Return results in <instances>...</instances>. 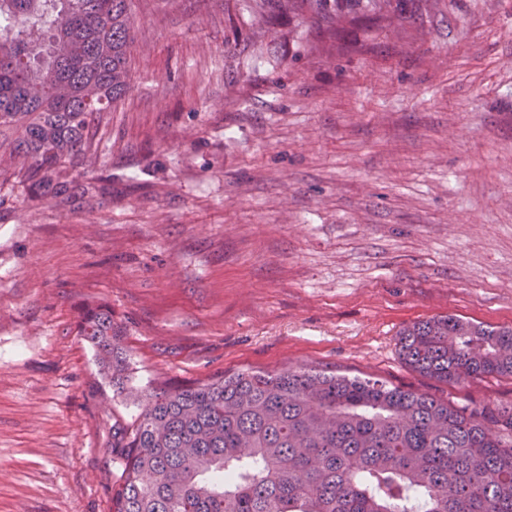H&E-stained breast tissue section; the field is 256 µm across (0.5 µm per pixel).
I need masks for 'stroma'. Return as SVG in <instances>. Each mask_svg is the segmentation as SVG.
<instances>
[{"instance_id":"35a3bbf8","label":"stroma","mask_w":512,"mask_h":512,"mask_svg":"<svg viewBox=\"0 0 512 512\" xmlns=\"http://www.w3.org/2000/svg\"><path fill=\"white\" fill-rule=\"evenodd\" d=\"M131 26L92 148L38 191L0 160V512H111L112 428L167 382L304 366L512 403L398 351L435 316L512 326V0H133ZM82 339L91 346L100 373L122 395L129 380L122 336L112 327V312L104 307L87 309L80 325Z\"/></svg>"}]
</instances>
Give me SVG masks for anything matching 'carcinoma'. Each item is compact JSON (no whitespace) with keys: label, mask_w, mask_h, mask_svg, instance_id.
<instances>
[{"label":"carcinoma","mask_w":512,"mask_h":512,"mask_svg":"<svg viewBox=\"0 0 512 512\" xmlns=\"http://www.w3.org/2000/svg\"><path fill=\"white\" fill-rule=\"evenodd\" d=\"M132 0H0V147L34 186L93 145L129 88ZM129 380L112 312L80 325ZM415 372L512 378V326L457 316L400 332ZM112 512H512V405L458 406L372 377L290 367L162 384L112 440Z\"/></svg>","instance_id":"cac0c4a2"}]
</instances>
